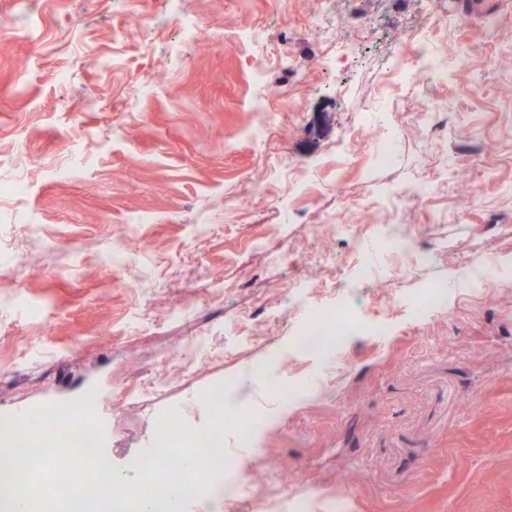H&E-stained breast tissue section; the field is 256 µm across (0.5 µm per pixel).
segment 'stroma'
I'll list each match as a JSON object with an SVG mask.
<instances>
[{
    "label": "stroma",
    "instance_id": "stroma-1",
    "mask_svg": "<svg viewBox=\"0 0 512 512\" xmlns=\"http://www.w3.org/2000/svg\"><path fill=\"white\" fill-rule=\"evenodd\" d=\"M433 18L447 84H389L401 34ZM188 19L227 42L188 47ZM261 98L301 192L245 137ZM435 102L448 137L427 145ZM367 104L401 130L390 167ZM445 148L456 173L398 216L414 255L310 238L368 223L350 203L407 191ZM18 180L0 198V416L93 395L126 476L165 415L204 429L214 386L231 404L254 384L252 442L224 428L221 512H512V0H0V183ZM433 287L446 307L404 304L318 359L268 319L302 289L353 313Z\"/></svg>",
    "mask_w": 512,
    "mask_h": 512
}]
</instances>
